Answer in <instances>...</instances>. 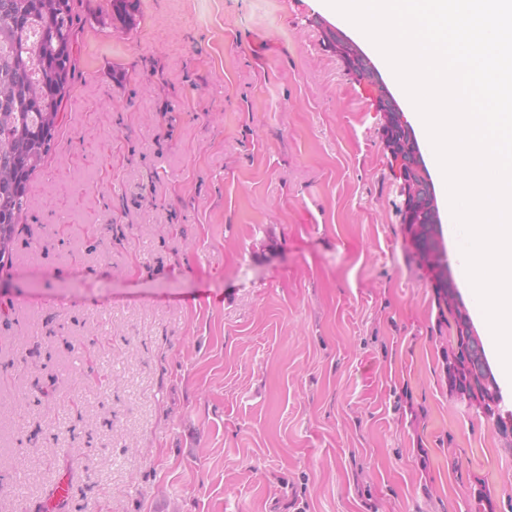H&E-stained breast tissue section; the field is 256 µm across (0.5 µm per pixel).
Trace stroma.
Segmentation results:
<instances>
[{
    "label": "stroma",
    "mask_w": 512,
    "mask_h": 512,
    "mask_svg": "<svg viewBox=\"0 0 512 512\" xmlns=\"http://www.w3.org/2000/svg\"><path fill=\"white\" fill-rule=\"evenodd\" d=\"M78 0L0 271V512H512L371 86L321 0ZM173 134H166V127ZM139 0H108L109 8L104 16L94 19L102 24L106 22L114 25L120 24L123 29H133L136 21V13Z\"/></svg>",
    "instance_id": "obj_1"
}]
</instances>
